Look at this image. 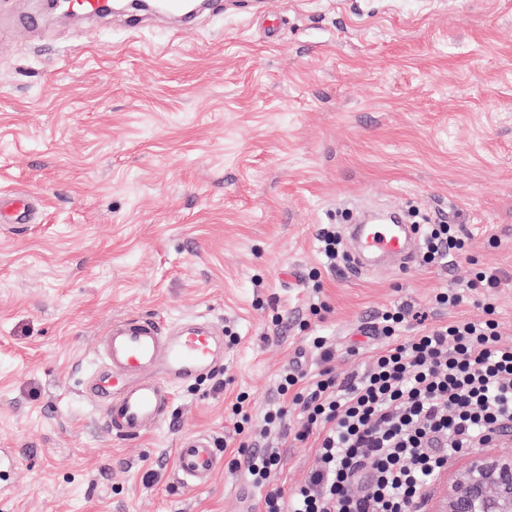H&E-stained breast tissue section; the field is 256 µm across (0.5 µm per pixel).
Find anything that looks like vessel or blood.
<instances>
[{
    "label": "vessel or blood",
    "instance_id": "1",
    "mask_svg": "<svg viewBox=\"0 0 512 512\" xmlns=\"http://www.w3.org/2000/svg\"><path fill=\"white\" fill-rule=\"evenodd\" d=\"M346 231L354 243L349 268L357 273L367 258L389 260L404 270L418 253V234L398 212L392 223L350 224ZM100 358L105 373L86 393L109 433L135 439L167 420L176 386L223 367V329L202 317L174 326L153 316L128 315L102 337ZM222 465L204 434L182 439L176 450V475L192 491L209 485Z\"/></svg>",
    "mask_w": 512,
    "mask_h": 512
}]
</instances>
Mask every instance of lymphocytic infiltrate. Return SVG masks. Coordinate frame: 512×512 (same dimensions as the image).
I'll return each mask as SVG.
<instances>
[{
    "label": "lymphocytic infiltrate",
    "instance_id": "obj_1",
    "mask_svg": "<svg viewBox=\"0 0 512 512\" xmlns=\"http://www.w3.org/2000/svg\"><path fill=\"white\" fill-rule=\"evenodd\" d=\"M422 260L462 253L465 239L447 222L422 228ZM485 319H459L402 330L405 307L386 311L376 327L385 342L361 373L341 378L326 368L306 379L284 371L266 430L286 431L289 406L303 420L296 438L312 440L316 464L294 489L271 487L283 466L279 448L249 439L245 460L264 489L259 512H410L451 458L487 446L512 428V342L502 340L495 308Z\"/></svg>",
    "mask_w": 512,
    "mask_h": 512
}]
</instances>
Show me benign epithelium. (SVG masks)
Listing matches in <instances>:
<instances>
[{
	"label": "benign epithelium",
	"mask_w": 512,
	"mask_h": 512,
	"mask_svg": "<svg viewBox=\"0 0 512 512\" xmlns=\"http://www.w3.org/2000/svg\"><path fill=\"white\" fill-rule=\"evenodd\" d=\"M466 456L464 466L437 478L430 512H512V451Z\"/></svg>",
	"instance_id": "benign-epithelium-1"
}]
</instances>
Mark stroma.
I'll return each mask as SVG.
<instances>
[{"label": "stroma", "mask_w": 512, "mask_h": 512, "mask_svg": "<svg viewBox=\"0 0 512 512\" xmlns=\"http://www.w3.org/2000/svg\"><path fill=\"white\" fill-rule=\"evenodd\" d=\"M34 5L0 0V195L36 201L28 223H0V512H252L244 471L182 487V437L237 456L284 369H365L373 322L399 304L439 324L492 302L512 342V0H224L136 31L122 12L7 27ZM353 206L461 225L468 252L328 268L317 231ZM481 269L501 285L470 288ZM448 288L464 302L436 305ZM127 314L227 333L223 373L177 387L134 441L104 431L81 386ZM267 440L277 484L303 481L310 442Z\"/></svg>", "instance_id": "35a3bbf8"}]
</instances>
